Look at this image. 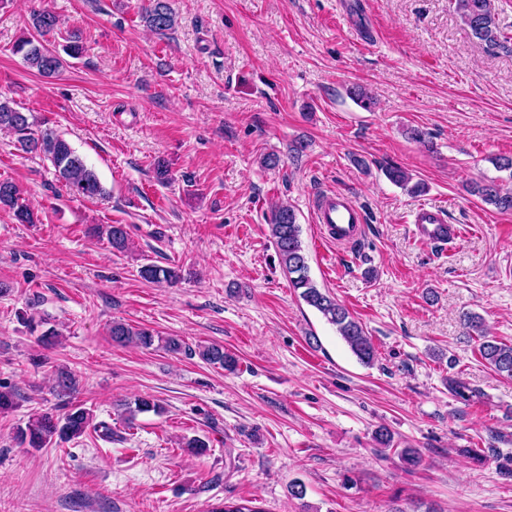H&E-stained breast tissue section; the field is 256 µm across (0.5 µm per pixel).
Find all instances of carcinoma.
<instances>
[{
	"label": "carcinoma",
	"mask_w": 512,
	"mask_h": 512,
	"mask_svg": "<svg viewBox=\"0 0 512 512\" xmlns=\"http://www.w3.org/2000/svg\"><path fill=\"white\" fill-rule=\"evenodd\" d=\"M455 11L462 23L478 40L490 49H507L488 0H454ZM141 19L155 33L165 35L175 29L176 14L169 0H146L141 8ZM33 35L20 39L15 46L22 54L27 66L38 74L51 77L60 72L64 59L49 47L47 37L57 28V19L49 10L33 12L30 19ZM30 114L14 107L9 99H0V129L17 137L22 151L42 155L50 160L56 179L75 197L93 200L105 191L85 160L71 147L70 143L54 130L47 128L40 133L32 130ZM387 178L401 187H410L413 193L424 191L420 182L411 183V176L397 166L385 169ZM468 192L483 203L493 206L499 212H512V191L503 188L494 180L470 184ZM0 208L13 211L22 224L35 223L34 213L21 202L19 187L12 181H0ZM268 227L274 241L279 263L288 274L289 282L299 297L316 309L333 326L349 346L358 360L371 364L376 358V349L364 330L349 310L331 295L316 286L309 276L308 259L300 239V224L295 211L284 205L271 210ZM106 236L112 248L123 252L128 247V231L124 224H110ZM140 276L152 283L174 285L181 279L180 270L173 266L145 265L139 270ZM465 325L479 338L478 353L490 368L501 376L512 378V344L490 339L483 334V320L474 314L464 316ZM112 341L117 344L136 343L145 347L153 344L154 336L145 329H137L126 323L115 322L111 328ZM199 356L205 362L217 365L227 371L237 367L238 360L223 347L212 344L199 349ZM127 420L139 413L161 411L160 405L150 397H137L134 401L120 404ZM92 425V414L81 405H72L61 416L41 414L29 420L18 429L16 439L30 448H46L58 441L77 439Z\"/></svg>",
	"instance_id": "carcinoma-1"
}]
</instances>
